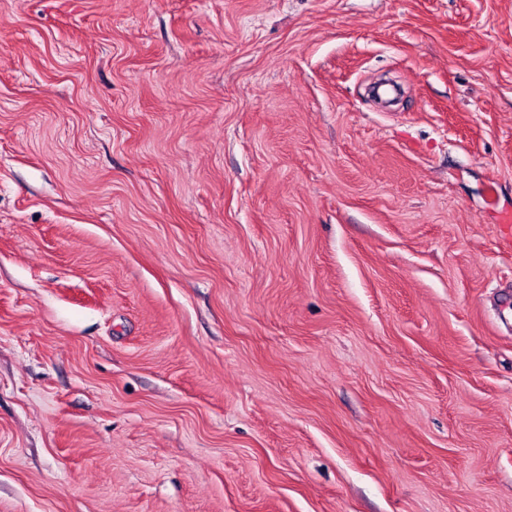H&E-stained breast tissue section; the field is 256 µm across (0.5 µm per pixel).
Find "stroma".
I'll return each instance as SVG.
<instances>
[{
    "label": "stroma",
    "instance_id": "stroma-1",
    "mask_svg": "<svg viewBox=\"0 0 512 512\" xmlns=\"http://www.w3.org/2000/svg\"><path fill=\"white\" fill-rule=\"evenodd\" d=\"M512 0H0V512H512Z\"/></svg>",
    "mask_w": 512,
    "mask_h": 512
}]
</instances>
